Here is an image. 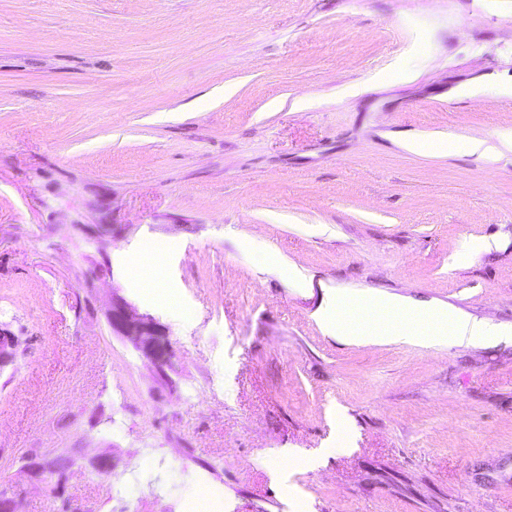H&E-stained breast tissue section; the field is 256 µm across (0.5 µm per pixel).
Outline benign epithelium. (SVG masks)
I'll use <instances>...</instances> for the list:
<instances>
[{"label":"benign epithelium","instance_id":"7a95c632","mask_svg":"<svg viewBox=\"0 0 512 512\" xmlns=\"http://www.w3.org/2000/svg\"><path fill=\"white\" fill-rule=\"evenodd\" d=\"M106 319L112 332L125 337L157 371L171 367L174 351L167 329L154 317L138 313L124 298L114 294ZM16 347L15 337L0 329V368L13 360Z\"/></svg>","mask_w":512,"mask_h":512}]
</instances>
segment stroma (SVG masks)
<instances>
[{"instance_id":"1","label":"stroma","mask_w":512,"mask_h":512,"mask_svg":"<svg viewBox=\"0 0 512 512\" xmlns=\"http://www.w3.org/2000/svg\"><path fill=\"white\" fill-rule=\"evenodd\" d=\"M436 135L512 137V0H0L19 512H512L511 344L343 345L313 318L354 288L512 323V151L403 146ZM145 239L191 319L137 287ZM116 295L168 327L166 373L113 335ZM278 448L300 460L275 487Z\"/></svg>"}]
</instances>
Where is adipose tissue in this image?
<instances>
[{
	"label": "adipose tissue",
	"mask_w": 512,
	"mask_h": 512,
	"mask_svg": "<svg viewBox=\"0 0 512 512\" xmlns=\"http://www.w3.org/2000/svg\"><path fill=\"white\" fill-rule=\"evenodd\" d=\"M329 336L350 345H387L410 340L482 347L512 340V324L495 329L468 314L438 309L401 296L357 291L330 293L314 313Z\"/></svg>",
	"instance_id": "1"
}]
</instances>
